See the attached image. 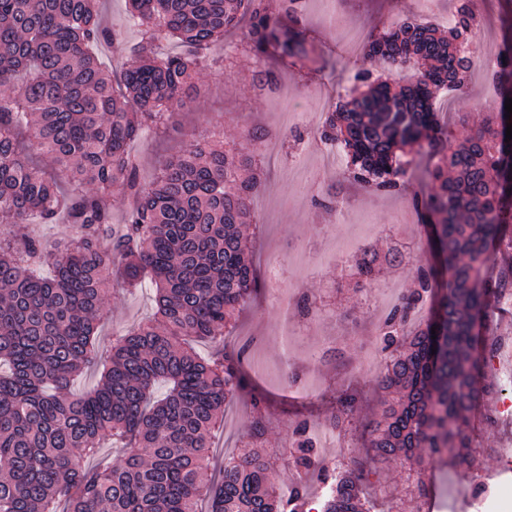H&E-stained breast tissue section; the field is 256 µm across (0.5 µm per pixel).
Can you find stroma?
<instances>
[{
    "mask_svg": "<svg viewBox=\"0 0 512 512\" xmlns=\"http://www.w3.org/2000/svg\"><path fill=\"white\" fill-rule=\"evenodd\" d=\"M96 6L103 25L119 35L118 43L103 42L95 49L103 65L111 68L129 58L131 48L140 40L139 32L129 21L126 0H97ZM305 8L307 39L317 56L330 61V68L322 70L314 64L284 67L268 58L256 59L245 50L242 36H235L224 49L202 52L195 75L199 90L195 102L176 113L163 134L146 135L129 147L131 156L141 163V177L149 180L161 161L190 143L216 139L228 142L254 124L264 125L272 134L267 146L277 155L263 160L266 181L261 193L267 206L253 209L254 225L249 229L265 296L258 307L242 315L241 333L250 342L251 354L265 364L253 379L256 388L269 398L266 446L287 483L293 479L287 457L294 423L324 412L326 396L343 384L351 382L365 392H373L377 368L364 365L363 359L365 351L377 344L376 326L393 306L395 296L410 287L417 267L435 262L436 257L426 248L424 228L411 203L415 195L429 190L419 177H410L400 193L380 194L342 186L345 162L341 159L326 168L320 155L309 156V177L299 183H283L279 166L293 153L304 152L311 118L322 111V98L336 84L342 69L361 66V56L352 54L347 46L352 32L367 33L411 20L437 24L448 21V0H305ZM479 8L483 15L479 39L485 54L474 60L468 94L461 99L450 92L438 98L436 104L438 111L449 116L448 134L452 137L462 136L465 126L478 124L493 102L495 91L486 77L487 58L497 51L505 35L504 23L512 18V0H479ZM260 67L278 70L279 89L260 91L253 87V73ZM283 87L299 116L297 125L288 130L282 129L277 112ZM332 185L337 188L336 208L327 211L317 206L316 200ZM338 236L356 240L362 247L393 246L403 253V262L387 267L381 275L376 285V306L354 298L351 267L324 258V250ZM299 246L307 249L309 266L295 271L289 265L288 254ZM273 260L282 268L281 275L274 278L267 274ZM298 289L315 298L320 307L315 320L304 321L296 311H284L277 304L276 295L288 296ZM153 311L150 290L110 293L98 329L100 345H107L112 335L147 320ZM330 336L348 351V363L337 370L318 366L311 357ZM292 370L310 384V392L280 382V375ZM483 442L493 452L476 456L472 474L433 470L439 512H466L472 501L461 491L474 489L477 477L486 478L491 488L505 482L495 451L512 448V431L491 433Z\"/></svg>",
    "mask_w": 512,
    "mask_h": 512,
    "instance_id": "1",
    "label": "stroma"
}]
</instances>
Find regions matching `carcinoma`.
<instances>
[{
	"label": "carcinoma",
	"mask_w": 512,
	"mask_h": 512,
	"mask_svg": "<svg viewBox=\"0 0 512 512\" xmlns=\"http://www.w3.org/2000/svg\"><path fill=\"white\" fill-rule=\"evenodd\" d=\"M129 18L141 41L112 75L90 51L117 40L95 0H0V225L33 214L55 224L64 212L72 228L64 241L0 236V512H196L203 491L210 512H301L305 482L281 483L259 447L209 471V438L226 406L250 395L248 436L258 441L268 400L245 370L249 344L203 358L189 342L232 332L257 291L244 227L269 131L256 125L228 147L191 143L149 184L129 145L195 100L194 50L222 47L240 28L258 59L313 60L303 0H129ZM480 22L477 0H456L446 28L405 21L370 34L363 57L409 70L408 83L359 71L349 100L313 130L344 153L345 182L376 192H400L427 158L430 192L413 205L439 254L378 323L380 399L359 424L365 456L330 468L309 421L295 423L292 466L321 474V512H381L371 477L395 460L419 467L404 496L425 505L426 469H470L472 419L481 414L486 430L501 421L490 359L503 339L490 317L512 305V261L492 276L485 268L512 251V39L491 69L499 99L478 127L452 140L435 109L441 89L464 96ZM166 36L190 51L156 55ZM33 146L50 169L32 164ZM64 182L96 190L68 197ZM115 184L133 200L116 231ZM398 261L369 247L353 262L357 285L374 288L381 265ZM114 278L129 288L149 281L156 311L103 353L95 336ZM423 308L426 319L412 325ZM93 368L97 387L74 395L71 380ZM362 397L353 387L337 393L338 432ZM112 444L127 449L120 463L89 464Z\"/></svg>",
	"instance_id": "carcinoma-1"
}]
</instances>
